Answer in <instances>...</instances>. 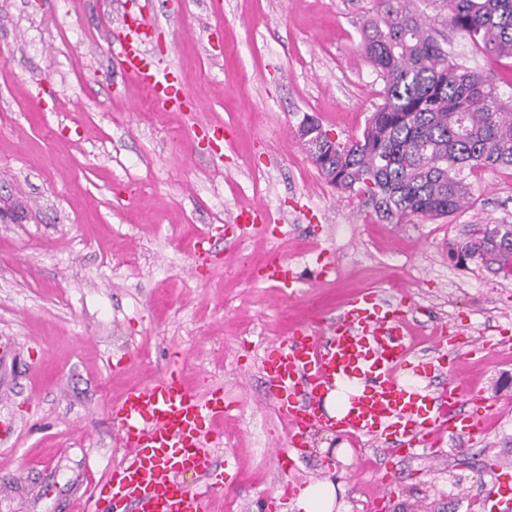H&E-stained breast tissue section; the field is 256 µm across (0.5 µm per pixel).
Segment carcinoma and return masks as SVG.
Segmentation results:
<instances>
[{"label": "carcinoma", "instance_id": "carcinoma-1", "mask_svg": "<svg viewBox=\"0 0 512 512\" xmlns=\"http://www.w3.org/2000/svg\"><path fill=\"white\" fill-rule=\"evenodd\" d=\"M448 25L481 54L512 57V0H440ZM383 83L361 137L333 141L305 117L300 140L327 184L388 218L438 219L465 208L464 170L512 167V101L494 77L457 61L403 2L369 19L362 38ZM512 279V224H485L450 249Z\"/></svg>", "mask_w": 512, "mask_h": 512}]
</instances>
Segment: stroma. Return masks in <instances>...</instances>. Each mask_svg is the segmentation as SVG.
Segmentation results:
<instances>
[{"label":"stroma","mask_w":512,"mask_h":512,"mask_svg":"<svg viewBox=\"0 0 512 512\" xmlns=\"http://www.w3.org/2000/svg\"><path fill=\"white\" fill-rule=\"evenodd\" d=\"M151 2L148 54L177 73L197 110L158 109L107 54L108 30L137 0H0V345L10 347L0 419L16 428L0 443V512L86 501L122 457L109 406L174 361L192 391L237 400L216 456L238 478L213 512H264L279 481L324 479L347 512H375L389 472V512H472L512 458V358L470 352L512 337V281L448 251L476 225L512 224V168L468 174L471 203L449 217L387 219L328 186L294 135L308 115L340 138L361 135L382 87L361 27L382 0ZM412 6L512 93V58L485 57L437 22L438 0ZM213 122L231 133L220 158L185 133ZM243 210L269 215L282 234L269 246L232 242L228 221ZM271 246L301 276L294 296L253 278ZM364 289L404 303L414 358L439 356L441 336L460 333L453 355L486 399L468 408L479 432L447 439L435 460L316 426L305 456L285 466L262 347L337 315Z\"/></svg>","instance_id":"1"}]
</instances>
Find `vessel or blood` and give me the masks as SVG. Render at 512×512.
<instances>
[{"mask_svg":"<svg viewBox=\"0 0 512 512\" xmlns=\"http://www.w3.org/2000/svg\"><path fill=\"white\" fill-rule=\"evenodd\" d=\"M118 47L123 76L145 88L155 104L168 110L195 105L173 71L152 64L143 39L127 35ZM255 276L278 288L296 285L287 262L276 255ZM412 343L404 312L380 303L370 290L347 301L338 317L300 324L267 341L261 373L265 396L286 427V455H304L308 432L317 424L342 436L375 438L389 453L404 455L440 449L462 431L463 381L433 390L416 385V378L439 375L442 360L410 362ZM354 380L363 391L351 396L340 419L330 418L326 395ZM227 410L223 389L191 392L173 368L129 389L107 411L125 458L96 484L85 512H212L231 479L215 454L222 444L216 424ZM184 470L197 472L203 485L193 489L179 482ZM485 503L489 512H512V466H498Z\"/></svg>","mask_w":512,"mask_h":512,"instance_id":"vessel-or-blood-1","label":"vessel or blood"}]
</instances>
